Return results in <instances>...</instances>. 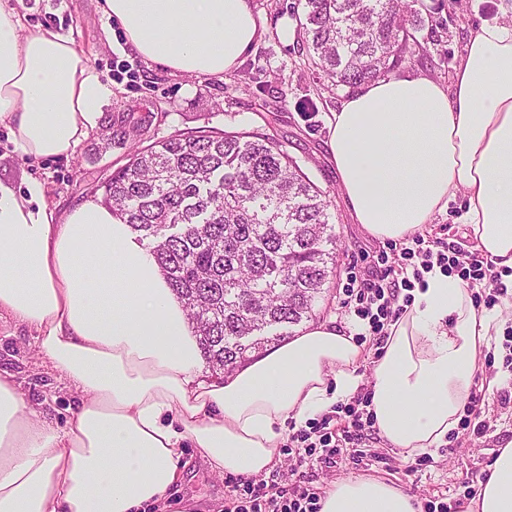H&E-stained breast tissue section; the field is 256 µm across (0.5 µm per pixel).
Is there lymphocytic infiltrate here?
<instances>
[{
	"label": "lymphocytic infiltrate",
	"mask_w": 512,
	"mask_h": 512,
	"mask_svg": "<svg viewBox=\"0 0 512 512\" xmlns=\"http://www.w3.org/2000/svg\"><path fill=\"white\" fill-rule=\"evenodd\" d=\"M436 269L447 275L459 272L485 306L507 295L492 261L450 248L442 239L415 234L373 255L367 275L348 269L342 305L362 328L356 342L382 346L390 325L411 305L414 290L425 287L426 273ZM370 403L364 388L304 426L290 429L282 451L294 463V483L284 486L271 476L234 483L224 512H321L324 491L312 485L309 475L316 468L330 474L361 459L363 448L376 441L378 433Z\"/></svg>",
	"instance_id": "f902f5d3"
}]
</instances>
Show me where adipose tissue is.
Listing matches in <instances>:
<instances>
[{
	"instance_id": "ef3b65f1",
	"label": "adipose tissue",
	"mask_w": 512,
	"mask_h": 512,
	"mask_svg": "<svg viewBox=\"0 0 512 512\" xmlns=\"http://www.w3.org/2000/svg\"><path fill=\"white\" fill-rule=\"evenodd\" d=\"M145 62L195 76L233 72L262 34L250 0H105ZM111 88L58 32L24 28L0 0V124L33 159L70 157ZM329 151L354 223L399 240L465 193L476 247L512 271V27L470 30L451 88L422 74L379 79L333 112ZM389 328L372 368L381 437L418 454L454 431L498 330L453 275L433 271ZM0 313L39 332L76 405L38 417L0 369V512H142L182 477L185 448L218 473L252 478L278 460L280 430L356 394L353 333L314 323L218 379L182 302L128 224L88 201L63 218L43 188L0 181ZM321 512H417L374 477L336 482ZM469 512H512V442Z\"/></svg>"
}]
</instances>
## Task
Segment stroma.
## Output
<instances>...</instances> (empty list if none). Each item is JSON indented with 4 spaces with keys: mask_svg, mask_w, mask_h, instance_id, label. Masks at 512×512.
<instances>
[{
    "mask_svg": "<svg viewBox=\"0 0 512 512\" xmlns=\"http://www.w3.org/2000/svg\"><path fill=\"white\" fill-rule=\"evenodd\" d=\"M432 10L428 26L417 38L425 50L397 68V75L421 73L442 86L453 83L471 29L484 23H512V0H424ZM293 0H251L264 32L236 70L224 78L193 77L146 63L127 45L120 26L105 11V0H23L27 25H41L67 36L90 63L118 65L121 76L109 79L112 95L105 115L128 118L141 126L143 144L174 130L196 127L259 129L276 135L311 180L330 193V212L336 232V272L315 305L314 321H335L345 329L356 322L340 299L345 271L356 265L359 273L368 266L364 254L382 250L383 242L354 224L341 193L330 159L328 119L348 96L345 88L327 89L308 62L306 50L291 11ZM97 134H89L68 158L36 161L17 151L6 127L0 125V180L22 187L35 181L42 185L44 202L55 217L91 200V190L128 161L129 147L113 145L96 153ZM464 194H457L448 208L422 227V234L446 239L464 250L473 249L470 230L462 216ZM34 328L0 319V367L16 373L27 399L36 402L46 416L65 424L72 397L64 379L43 361ZM503 347H496L493 363L483 365L474 377V388H486L489 406L486 435L466 432L445 439L426 457L377 443L375 453L383 460L373 465H347L335 474L316 473L320 484L361 476L376 477L402 488L417 503L434 495L449 501L470 498L476 490L474 475L485 473L497 450L512 440V406L503 408L497 392L512 382L505 372ZM188 463L179 483L168 495L164 512H224L226 475L213 473L186 449Z\"/></svg>",
    "mask_w": 512,
    "mask_h": 512,
    "instance_id": "stroma-1",
    "label": "stroma"
}]
</instances>
